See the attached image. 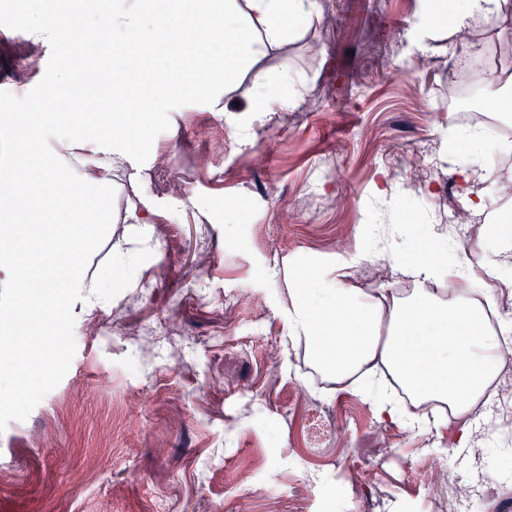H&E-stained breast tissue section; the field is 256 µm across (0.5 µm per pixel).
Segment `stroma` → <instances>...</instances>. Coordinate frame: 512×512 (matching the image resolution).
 <instances>
[{
    "label": "stroma",
    "instance_id": "stroma-1",
    "mask_svg": "<svg viewBox=\"0 0 512 512\" xmlns=\"http://www.w3.org/2000/svg\"><path fill=\"white\" fill-rule=\"evenodd\" d=\"M325 2L326 20L267 62L307 79L304 103L240 113L248 144L200 96L156 114L138 159L162 217L135 284L60 335L0 336V512H512V483L484 477L499 466L496 402L474 418L478 454L459 456L456 422L409 432L275 359L288 331L268 269L331 277L371 243L362 225L438 222L452 191L483 188L506 133L502 113L473 126L450 104L447 51L405 55L414 0ZM71 57L27 29L0 42V68H15L0 106L22 109ZM451 140L469 180L419 167ZM384 180L404 211H381ZM446 461L454 479L431 483Z\"/></svg>",
    "mask_w": 512,
    "mask_h": 512
}]
</instances>
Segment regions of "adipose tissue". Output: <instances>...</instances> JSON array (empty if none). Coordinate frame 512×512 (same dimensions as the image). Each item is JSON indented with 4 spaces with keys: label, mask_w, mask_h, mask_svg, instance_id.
Segmentation results:
<instances>
[{
    "label": "adipose tissue",
    "mask_w": 512,
    "mask_h": 512,
    "mask_svg": "<svg viewBox=\"0 0 512 512\" xmlns=\"http://www.w3.org/2000/svg\"><path fill=\"white\" fill-rule=\"evenodd\" d=\"M511 10L512 0H417L410 49L433 51L442 38L459 44L477 25ZM321 18L318 0H122L92 26L60 0H30L36 37L69 40L73 52L89 32L135 37L114 53L111 72L63 65L51 93L0 114V247L19 248L9 285L27 304L33 330L56 335L57 320L43 318L50 310L91 317L109 287L133 285L141 255L154 247L155 211L142 201V169L129 145L133 136L145 140L148 128L133 101L166 112L192 88L244 136L239 112L267 115L301 105L302 79L272 73L267 61ZM106 81L111 120L76 111V101ZM48 128L58 130V149L74 170L46 150ZM118 222L126 228L116 236ZM422 225L418 218L405 228L393 225L387 239L386 259L409 279L406 288H358L346 273L329 279L311 264L280 270L288 296L279 305L288 328L281 367L290 369L292 353L303 352L331 394L357 392L378 419L414 432L456 418L454 445L467 449L468 419L489 402L512 355V318L487 324V310L498 306L491 291L443 287L463 261L449 246L436 259L415 251ZM101 239L112 254L108 279L84 271L86 253Z\"/></svg>",
    "instance_id": "ef3b65f1"
}]
</instances>
